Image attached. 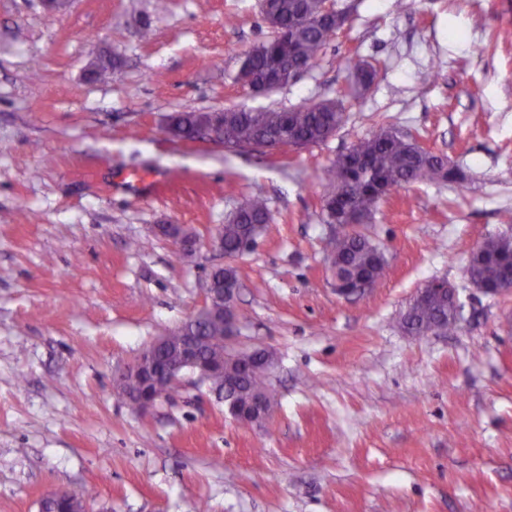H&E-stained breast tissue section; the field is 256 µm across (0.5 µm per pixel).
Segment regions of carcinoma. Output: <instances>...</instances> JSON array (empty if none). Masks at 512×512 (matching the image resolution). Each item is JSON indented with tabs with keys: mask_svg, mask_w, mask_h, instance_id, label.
<instances>
[{
	"mask_svg": "<svg viewBox=\"0 0 512 512\" xmlns=\"http://www.w3.org/2000/svg\"><path fill=\"white\" fill-rule=\"evenodd\" d=\"M324 0H263L261 15L274 30L270 39L254 44L245 52L242 63L253 87L270 75L283 78L288 85V69L312 65L328 42L345 23L324 11ZM117 57L101 56L92 67L95 78L102 79L119 65ZM354 84L369 89L376 68L365 61L353 62ZM346 120L340 100L310 102L289 110H250L224 108V135L230 150L302 149L320 143L338 131ZM199 116L194 112H176L169 116V127L177 136L193 139L199 134ZM464 174L447 157L435 154L409 135L391 127H382L359 140L325 169L323 210L325 223L340 228L329 236L325 248L333 275L353 288L364 285L374 289L384 278L387 258L384 249L356 230L368 223L379 204L397 188L434 182L459 183ZM271 220L266 200L256 196L232 213L221 227L224 254L241 257L256 244ZM466 275L471 283L496 288L512 278V235L484 238L471 252ZM241 321L236 310L224 317L201 318L188 326L199 340L203 353L224 360L226 377L212 385L224 392V398L246 404L256 394L266 393L274 401V391L257 368H246L224 358V336L229 320ZM456 323V314L448 310V297L431 294L410 305L403 317L404 327L415 336L446 334Z\"/></svg>",
	"mask_w": 512,
	"mask_h": 512,
	"instance_id": "carcinoma-1",
	"label": "carcinoma"
}]
</instances>
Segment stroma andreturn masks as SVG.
I'll list each match as a JSON object with an SVG mask.
<instances>
[{
    "instance_id": "35a3bbf8",
    "label": "stroma",
    "mask_w": 512,
    "mask_h": 512,
    "mask_svg": "<svg viewBox=\"0 0 512 512\" xmlns=\"http://www.w3.org/2000/svg\"><path fill=\"white\" fill-rule=\"evenodd\" d=\"M349 20L295 82L234 83L271 37L258 0H0V512L65 487L88 512H512V292L476 288L471 251L512 213V0H334ZM121 65L87 81L98 51ZM378 76L355 91L348 60ZM342 100L301 149L173 138L174 112ZM467 175L394 191L363 230L385 280L337 296L323 172L381 125ZM272 216L233 259L234 347L277 362L265 427L185 374L137 414L116 368L203 302L215 225L254 195ZM187 229L181 255L161 232ZM447 282L445 336H413L416 291Z\"/></svg>"
}]
</instances>
